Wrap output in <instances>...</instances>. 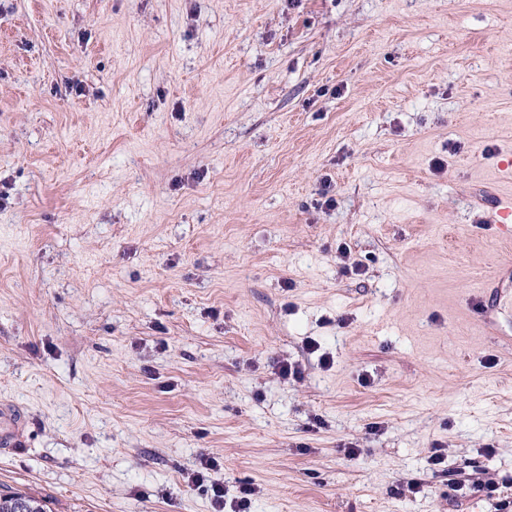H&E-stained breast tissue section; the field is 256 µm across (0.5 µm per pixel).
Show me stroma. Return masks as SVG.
Returning a JSON list of instances; mask_svg holds the SVG:
<instances>
[{
  "label": "stroma",
  "instance_id": "35a3bbf8",
  "mask_svg": "<svg viewBox=\"0 0 512 512\" xmlns=\"http://www.w3.org/2000/svg\"><path fill=\"white\" fill-rule=\"evenodd\" d=\"M508 192L512 0H0V492L497 512ZM24 420L20 409L12 402L0 404V447L19 448Z\"/></svg>",
  "mask_w": 512,
  "mask_h": 512
}]
</instances>
